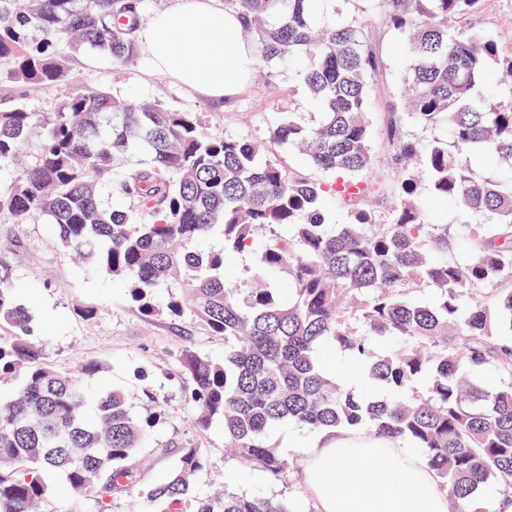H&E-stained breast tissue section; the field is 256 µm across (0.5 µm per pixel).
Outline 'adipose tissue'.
Listing matches in <instances>:
<instances>
[{
  "label": "adipose tissue",
  "mask_w": 512,
  "mask_h": 512,
  "mask_svg": "<svg viewBox=\"0 0 512 512\" xmlns=\"http://www.w3.org/2000/svg\"><path fill=\"white\" fill-rule=\"evenodd\" d=\"M238 13L216 0H180L142 34L154 71L204 96L238 94L255 77ZM316 512H447L448 496L406 440L343 430L301 461Z\"/></svg>",
  "instance_id": "obj_1"
}]
</instances>
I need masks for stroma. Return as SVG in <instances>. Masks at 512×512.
I'll return each instance as SVG.
<instances>
[{
  "mask_svg": "<svg viewBox=\"0 0 512 512\" xmlns=\"http://www.w3.org/2000/svg\"><path fill=\"white\" fill-rule=\"evenodd\" d=\"M377 47L385 73L373 106L374 125L379 128L387 102L400 90L408 58L396 37H378ZM68 67V83L29 91L26 103L31 110L53 111L70 86H91L133 101L155 99L183 111L205 113L214 131L244 139L262 136L279 120L283 108H292L307 123L315 120L318 112L299 84L285 78L272 84L262 73L239 94L212 99L150 72L142 54L118 72L100 53L72 54ZM0 279L10 281L17 301L29 307L32 339L46 343L50 358L59 368H69L81 359H95L104 366L101 385L124 389L134 397L143 383L152 385L168 412L166 424L154 436L155 444L199 443L209 450L208 462L195 480L199 492L209 494L224 484L244 493L283 494L295 503L298 512H315L314 500L298 467L303 452L321 440V433L300 427L276 430L275 437L292 465L287 483L281 484L226 459L222 426H213L204 434L192 427L193 408L170 374L188 345L223 357V337L211 335L187 320L143 317L128 302L120 282L80 264L58 246L53 225L20 224L5 211H0ZM87 306L93 307L92 315L84 314ZM141 370L148 372V380L138 378Z\"/></svg>",
  "mask_w": 512,
  "mask_h": 512,
  "instance_id": "1",
  "label": "stroma"
}]
</instances>
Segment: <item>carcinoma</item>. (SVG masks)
<instances>
[{"label": "carcinoma", "instance_id": "cac0c4a2", "mask_svg": "<svg viewBox=\"0 0 512 512\" xmlns=\"http://www.w3.org/2000/svg\"><path fill=\"white\" fill-rule=\"evenodd\" d=\"M224 0L242 19L269 82L288 76L320 107L307 125L284 112L265 140L210 130L200 112L138 107L73 87L53 112H33L29 89L67 80L62 45L125 66L138 55L146 0H0V60L16 87L0 108V165L37 142L35 161L0 191V211L55 227L58 244L120 281L153 319L185 316L224 337V358L183 350L172 374L205 433L219 422L235 460L285 483L288 457L272 432L359 427L409 439L448 490V512L494 482L512 503V48L464 21L487 0ZM403 42L407 115L426 137L402 135L398 113L382 129L395 182L390 220L348 187L372 179L370 110L382 64L375 35ZM298 148L314 180L269 149ZM494 155L499 171H481ZM141 166L116 174L123 159ZM120 206H105L104 187ZM456 208L442 223L425 196ZM330 205L350 222H327ZM222 247L206 243L213 235ZM248 255L268 286L229 282ZM497 285L493 302L471 297ZM427 288L432 299L411 297ZM32 316L0 280V512H55L45 475L60 476L94 512H296L290 499L226 488L199 497L206 449L179 448L168 477L143 482L141 458L167 422L148 385L134 406L121 388L98 390L96 360L57 367L31 341ZM384 344L380 351L378 344ZM334 349L374 391L357 394L325 369Z\"/></svg>", "mask_w": 512, "mask_h": 512}]
</instances>
